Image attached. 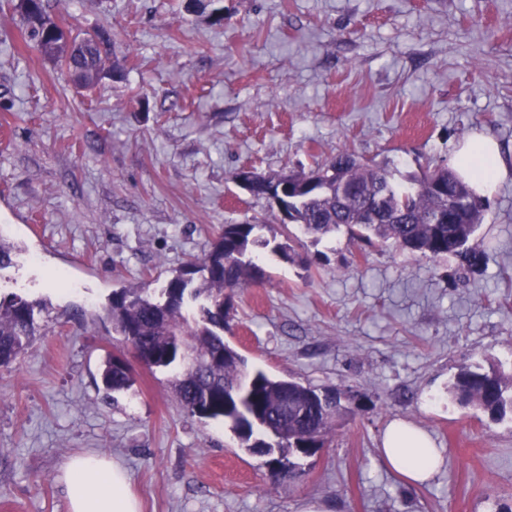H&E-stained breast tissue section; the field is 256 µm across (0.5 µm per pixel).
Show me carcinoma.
Instances as JSON below:
<instances>
[{
    "label": "carcinoma",
    "mask_w": 512,
    "mask_h": 512,
    "mask_svg": "<svg viewBox=\"0 0 512 512\" xmlns=\"http://www.w3.org/2000/svg\"><path fill=\"white\" fill-rule=\"evenodd\" d=\"M25 13L31 38L60 69L84 75L94 87L104 69L110 38L85 37V44L67 52V42L48 36L34 14H45L44 0H30ZM294 188L285 202L290 223L321 237L340 227H356L365 237L429 259L448 255L474 271L483 253L471 241L483 224L486 203L452 168L439 166L411 179L406 186L391 172L349 153H339L309 172L255 175L248 192L267 197L279 182ZM374 203L377 219L366 218ZM258 224H226L203 258L178 270L154 296L146 288L112 291L106 306L112 328L130 346L133 356L148 367L170 369L169 385L182 408L201 419L230 424L240 446L248 451L271 447L274 431L281 448L276 483L297 476L290 461L296 448H323L336 424L354 415L338 388L318 391L294 378L277 377L249 365L224 340L229 304L227 292L257 283L261 269L252 248L267 246L257 236ZM42 303L18 294L0 299V367L12 365L42 334L38 315ZM134 376L128 362L110 357L102 372L105 397L129 391ZM452 401L464 409L486 414L493 421L512 412V373L477 364L460 370L450 386Z\"/></svg>",
    "instance_id": "1"
}]
</instances>
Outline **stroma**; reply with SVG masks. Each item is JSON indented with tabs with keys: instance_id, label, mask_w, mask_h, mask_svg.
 Returning <instances> with one entry per match:
<instances>
[{
	"instance_id": "35a3bbf8",
	"label": "stroma",
	"mask_w": 512,
	"mask_h": 512,
	"mask_svg": "<svg viewBox=\"0 0 512 512\" xmlns=\"http://www.w3.org/2000/svg\"><path fill=\"white\" fill-rule=\"evenodd\" d=\"M18 3L0 5V237L16 249L0 294L46 308L0 367V512H68L61 468L86 453L127 471L140 512H512V416L447 393L463 365H512V0H47L68 33L112 35L116 72L90 90L37 49ZM479 136L507 172L474 272L344 229L314 238L230 179L349 152L402 182ZM256 217L264 278L232 292L225 340L356 410L278 486L229 425L185 413L167 371L134 364L113 400L101 383L106 355H130L104 316L113 290L159 291ZM394 421L442 451L425 484L382 457Z\"/></svg>"
}]
</instances>
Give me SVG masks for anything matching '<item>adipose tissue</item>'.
Returning <instances> with one entry per match:
<instances>
[{
	"mask_svg": "<svg viewBox=\"0 0 512 512\" xmlns=\"http://www.w3.org/2000/svg\"><path fill=\"white\" fill-rule=\"evenodd\" d=\"M453 164L479 192L493 188L506 170L497 143L488 137L458 149ZM382 455L392 469L414 484L430 480L443 463L430 437L402 422L387 429ZM62 478L69 512H139L138 501L128 489L126 471L105 456L72 457L62 468Z\"/></svg>",
	"mask_w": 512,
	"mask_h": 512,
	"instance_id": "1",
	"label": "adipose tissue"
}]
</instances>
